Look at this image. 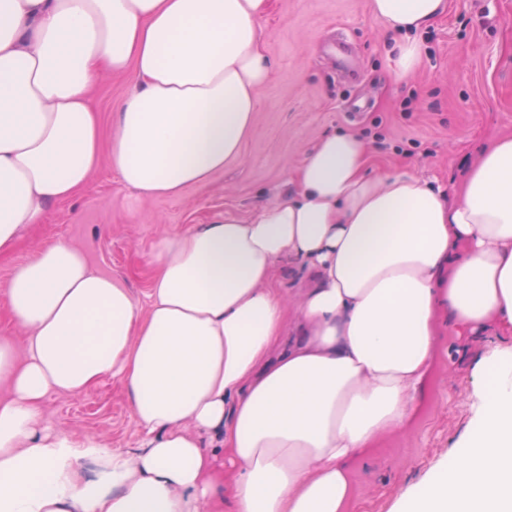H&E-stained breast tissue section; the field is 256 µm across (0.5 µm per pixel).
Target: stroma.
Segmentation results:
<instances>
[{
  "instance_id": "1",
  "label": "stroma",
  "mask_w": 512,
  "mask_h": 512,
  "mask_svg": "<svg viewBox=\"0 0 512 512\" xmlns=\"http://www.w3.org/2000/svg\"><path fill=\"white\" fill-rule=\"evenodd\" d=\"M371 0H274L263 19L273 76L239 156L206 182L175 196L143 197L99 167L74 198L33 225L0 258V341L18 340L5 308L13 267L64 239L97 271L149 302L152 253L164 237L232 212L249 217L287 193L288 178L330 131L358 134L373 172L409 168L440 184H460L466 169L502 135H512V0H449L446 16L416 33L422 52L404 79L389 72L396 36L374 18ZM345 47L355 73L341 74ZM487 339L460 340L444 322L420 407L404 430L380 440L351 469L348 512H404L407 502L460 451L473 417L472 367ZM45 425L115 450L137 447L139 427L124 388L112 380L45 403Z\"/></svg>"
}]
</instances>
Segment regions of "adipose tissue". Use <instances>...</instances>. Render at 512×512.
I'll return each instance as SVG.
<instances>
[{
	"mask_svg": "<svg viewBox=\"0 0 512 512\" xmlns=\"http://www.w3.org/2000/svg\"><path fill=\"white\" fill-rule=\"evenodd\" d=\"M272 7L0 0V257L101 164L145 197L223 170L273 75L259 27ZM447 10L371 0L403 36L394 76L418 62L412 33ZM105 73L136 80L108 140L92 105ZM370 165L363 138L325 134L281 198L164 239L144 310L69 241L15 266L6 305L25 345L0 342V512H344L349 462L416 409L442 313L493 339L464 449L409 512H512V137L456 187ZM107 377L139 447L43 427L50 396Z\"/></svg>",
	"mask_w": 512,
	"mask_h": 512,
	"instance_id": "1",
	"label": "adipose tissue"
}]
</instances>
